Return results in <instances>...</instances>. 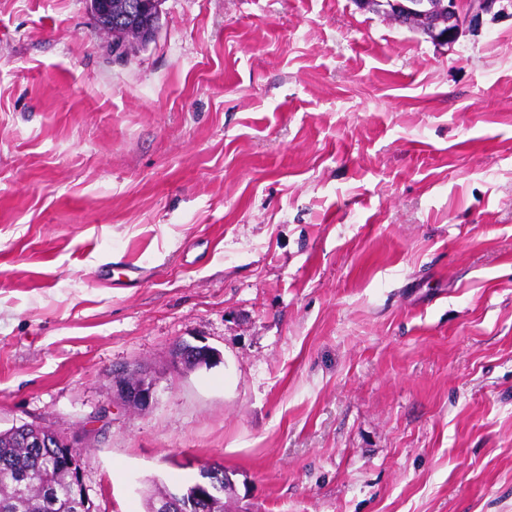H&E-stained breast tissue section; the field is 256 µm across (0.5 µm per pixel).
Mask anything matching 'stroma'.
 Instances as JSON below:
<instances>
[{
	"instance_id": "35a3bbf8",
	"label": "stroma",
	"mask_w": 512,
	"mask_h": 512,
	"mask_svg": "<svg viewBox=\"0 0 512 512\" xmlns=\"http://www.w3.org/2000/svg\"><path fill=\"white\" fill-rule=\"evenodd\" d=\"M22 422L83 436L95 512L213 464L228 512H512V16L448 50L353 0H164L124 50L85 0H0ZM178 358L182 363L189 365H204V361L210 363L215 357L214 351L207 345H192L188 342H180L176 345ZM137 375L136 382H128L123 378L124 374H120L117 376L114 386L127 404L140 407L149 406L153 401L156 382L145 369H141Z\"/></svg>"
}]
</instances>
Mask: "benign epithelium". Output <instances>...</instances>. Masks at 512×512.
I'll return each mask as SVG.
<instances>
[{"instance_id":"obj_1","label":"benign epithelium","mask_w":512,"mask_h":512,"mask_svg":"<svg viewBox=\"0 0 512 512\" xmlns=\"http://www.w3.org/2000/svg\"><path fill=\"white\" fill-rule=\"evenodd\" d=\"M361 9L369 8L393 15L397 22L426 35L439 46H452L459 38L463 27L471 25L484 14H504L512 10V0H443L444 15L438 14L429 0H353ZM178 358L184 364L204 365L215 357L207 345H192L180 342L176 345ZM156 382L144 369L138 373V380L128 382L118 375L114 386L118 394L129 405L145 407L152 403ZM71 477L74 491L73 507L76 512H87L94 508L84 483V462L79 455L71 459ZM216 482L201 479L194 489L178 488L172 495L153 506V512H193L196 501L218 495Z\"/></svg>"}]
</instances>
